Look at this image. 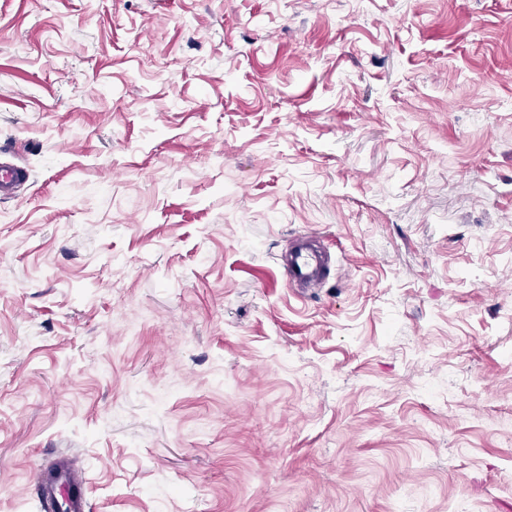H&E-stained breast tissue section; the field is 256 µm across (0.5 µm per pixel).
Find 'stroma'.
<instances>
[{"label": "stroma", "instance_id": "obj_1", "mask_svg": "<svg viewBox=\"0 0 512 512\" xmlns=\"http://www.w3.org/2000/svg\"><path fill=\"white\" fill-rule=\"evenodd\" d=\"M0 158V512H512V0H0ZM27 178L28 173L23 168L8 163L0 164V196L14 197L18 185ZM322 259L314 252H309L307 244H303L297 249L292 260L288 264V280L293 282H302L313 285L318 288L322 283L321 269ZM38 492L43 506L58 505L63 512H87L88 504L85 499L80 479L75 476L67 460H62L51 471L42 474L38 481Z\"/></svg>", "mask_w": 512, "mask_h": 512}]
</instances>
